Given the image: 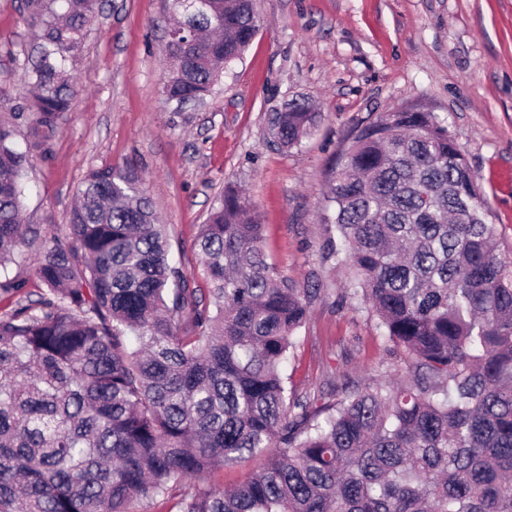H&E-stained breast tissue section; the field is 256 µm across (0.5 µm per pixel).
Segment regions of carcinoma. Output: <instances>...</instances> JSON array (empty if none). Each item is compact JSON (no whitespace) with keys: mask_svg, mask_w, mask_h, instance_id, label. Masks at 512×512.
Wrapping results in <instances>:
<instances>
[{"mask_svg":"<svg viewBox=\"0 0 512 512\" xmlns=\"http://www.w3.org/2000/svg\"><path fill=\"white\" fill-rule=\"evenodd\" d=\"M171 2L163 93L186 103L242 57L258 13ZM22 5L32 92L0 118V299L15 303L0 314V512H512V254L447 120L408 103L361 126L321 213L324 259L404 375L298 393L283 366L312 291L268 260L233 188L200 225L198 276L131 166L89 173L39 249L40 291L12 273L41 238L21 224L29 153L71 108L99 0ZM317 117L297 100L270 135L297 145ZM255 454L247 481L204 485Z\"/></svg>","mask_w":512,"mask_h":512,"instance_id":"cac0c4a2","label":"carcinoma"}]
</instances>
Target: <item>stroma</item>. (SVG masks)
<instances>
[{
  "label": "stroma",
  "mask_w": 512,
  "mask_h": 512,
  "mask_svg": "<svg viewBox=\"0 0 512 512\" xmlns=\"http://www.w3.org/2000/svg\"><path fill=\"white\" fill-rule=\"evenodd\" d=\"M257 11L243 58L178 110L163 94L168 0H105L74 66L72 110L49 153L30 159L23 221L67 223L92 170L129 164L190 272L200 224L237 187L271 261L317 291L285 366L312 393L393 365L374 321L346 302L345 275L322 259L324 193L360 125L408 101L447 118L512 251V0H257ZM30 42L21 0H0V108L27 93ZM292 98L320 119L299 145H272L268 117Z\"/></svg>",
  "instance_id": "stroma-1"
}]
</instances>
